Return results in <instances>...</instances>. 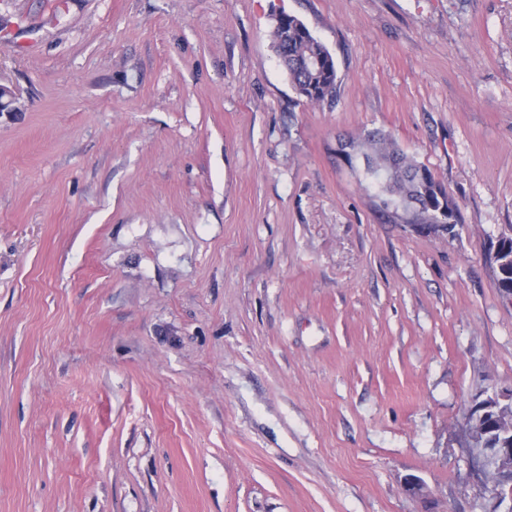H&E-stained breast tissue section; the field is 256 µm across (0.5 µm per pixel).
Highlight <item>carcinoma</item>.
I'll list each match as a JSON object with an SVG mask.
<instances>
[{
    "mask_svg": "<svg viewBox=\"0 0 512 512\" xmlns=\"http://www.w3.org/2000/svg\"><path fill=\"white\" fill-rule=\"evenodd\" d=\"M278 56L288 71L296 94L307 104L333 98L337 70L333 56L296 17L279 15L272 31ZM363 159L379 207L396 224H460L458 206L448 200L439 212L431 181L420 179L425 166L395 147L379 131H366L350 142Z\"/></svg>",
    "mask_w": 512,
    "mask_h": 512,
    "instance_id": "cac0c4a2",
    "label": "carcinoma"
}]
</instances>
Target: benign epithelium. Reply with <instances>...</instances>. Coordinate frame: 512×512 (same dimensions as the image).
<instances>
[{
  "label": "benign epithelium",
  "instance_id": "1",
  "mask_svg": "<svg viewBox=\"0 0 512 512\" xmlns=\"http://www.w3.org/2000/svg\"><path fill=\"white\" fill-rule=\"evenodd\" d=\"M473 474L492 484L487 512H512V389L484 398V410L466 418Z\"/></svg>",
  "mask_w": 512,
  "mask_h": 512
}]
</instances>
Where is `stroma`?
<instances>
[{
    "label": "stroma",
    "instance_id": "35a3bbf8",
    "mask_svg": "<svg viewBox=\"0 0 512 512\" xmlns=\"http://www.w3.org/2000/svg\"><path fill=\"white\" fill-rule=\"evenodd\" d=\"M0 84V512H486L512 0H0ZM365 128L462 223L385 222ZM272 35L298 97L306 104L331 100L336 90L337 70L327 48L291 15L277 16Z\"/></svg>",
    "mask_w": 512,
    "mask_h": 512
}]
</instances>
